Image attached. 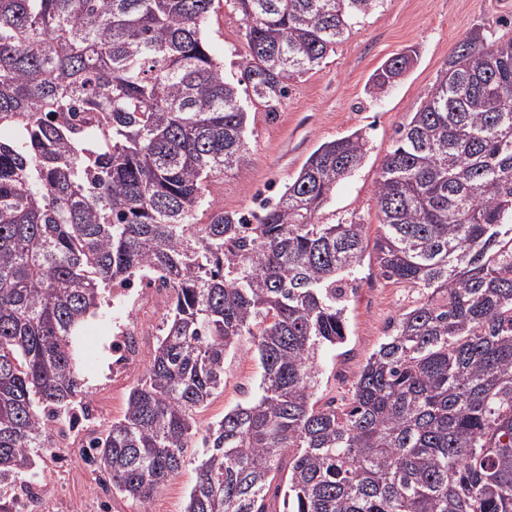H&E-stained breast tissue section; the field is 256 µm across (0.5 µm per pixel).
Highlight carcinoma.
<instances>
[{"mask_svg": "<svg viewBox=\"0 0 512 512\" xmlns=\"http://www.w3.org/2000/svg\"><path fill=\"white\" fill-rule=\"evenodd\" d=\"M215 0H0V512L87 418L73 341L103 291L165 277L162 333L121 419L85 461L147 502L202 449L185 512H512V39L475 33L383 159L381 231L318 224L362 164L320 144L274 203L230 213L214 179L251 162L237 84L203 29ZM238 84L276 111L383 0H230ZM209 221L195 220L201 208ZM426 291L349 402L314 401L346 340L350 285ZM259 395L205 429L240 342Z\"/></svg>", "mask_w": 512, "mask_h": 512, "instance_id": "1", "label": "carcinoma"}]
</instances>
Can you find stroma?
Instances as JSON below:
<instances>
[{
  "mask_svg": "<svg viewBox=\"0 0 512 512\" xmlns=\"http://www.w3.org/2000/svg\"><path fill=\"white\" fill-rule=\"evenodd\" d=\"M245 25L230 0H215L204 30L210 50L224 64V77L237 81L245 54ZM487 41L512 38V0H384L356 24L320 67L293 81L276 114L256 100H246L251 163L240 174H225L209 186L215 207L252 212L261 199H278L323 142L362 132L370 150L360 168L343 180L319 211L322 224L353 221L375 237L380 224L374 186L395 131L410 120L434 87L441 67L458 44L472 34ZM408 52L410 71L383 92L371 79L388 59ZM356 292L346 309L347 340L319 355L321 400L344 401L369 356L389 332L400 311L414 305L422 291L380 276L373 256H364L355 273ZM170 291L130 301L104 298L87 320L78 347L92 417L74 429L55 433L61 452L46 455L39 476L50 495L47 512H184L196 481L197 463L186 460L180 473L153 500L140 502L102 489L98 474L85 464L88 441L122 418L130 390L142 378L156 346ZM134 325L139 333L135 363L122 375L112 373L113 330ZM261 367L253 353L242 351L229 363L224 389L198 416L200 425L221 419L225 411L250 402L258 392Z\"/></svg>",
  "mask_w": 512,
  "mask_h": 512,
  "instance_id": "35a3bbf8",
  "label": "stroma"
}]
</instances>
